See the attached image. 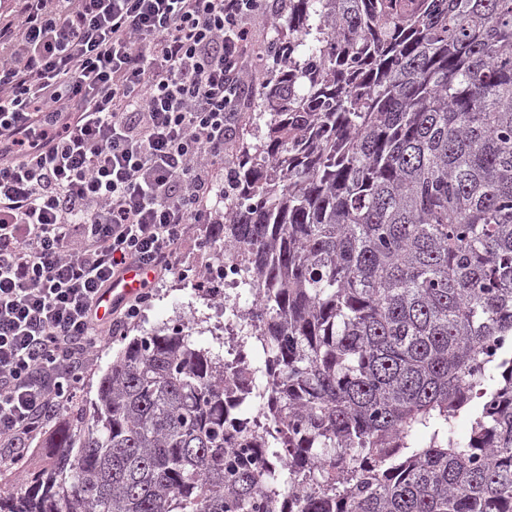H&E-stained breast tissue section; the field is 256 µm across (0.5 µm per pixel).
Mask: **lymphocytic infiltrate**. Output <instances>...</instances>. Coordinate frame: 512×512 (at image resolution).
Returning <instances> with one entry per match:
<instances>
[{
	"instance_id": "f902f5d3",
	"label": "lymphocytic infiltrate",
	"mask_w": 512,
	"mask_h": 512,
	"mask_svg": "<svg viewBox=\"0 0 512 512\" xmlns=\"http://www.w3.org/2000/svg\"><path fill=\"white\" fill-rule=\"evenodd\" d=\"M268 0H8L0 9V467L136 324L224 201L218 179ZM150 272L101 322L95 302Z\"/></svg>"
}]
</instances>
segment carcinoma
Wrapping results in <instances>:
<instances>
[{"mask_svg": "<svg viewBox=\"0 0 512 512\" xmlns=\"http://www.w3.org/2000/svg\"><path fill=\"white\" fill-rule=\"evenodd\" d=\"M286 23L211 225L272 431L233 427L224 357L165 325L0 512H512V0Z\"/></svg>", "mask_w": 512, "mask_h": 512, "instance_id": "obj_1", "label": "carcinoma"}]
</instances>
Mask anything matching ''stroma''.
<instances>
[{
    "mask_svg": "<svg viewBox=\"0 0 512 512\" xmlns=\"http://www.w3.org/2000/svg\"><path fill=\"white\" fill-rule=\"evenodd\" d=\"M178 320L189 324L195 340L212 345L216 352H223V345L215 341L225 321L223 305L204 300L192 281L167 278L160 285L151 307L145 310L134 327L128 329L126 336L104 335L90 357L76 398L55 422L49 424L45 433L32 442L23 459L22 469L39 470L47 466L53 454L56 432L62 427L76 425L80 409L91 406L95 401L99 380L123 347L126 337L139 336Z\"/></svg>",
    "mask_w": 512,
    "mask_h": 512,
    "instance_id": "obj_1",
    "label": "stroma"
}]
</instances>
